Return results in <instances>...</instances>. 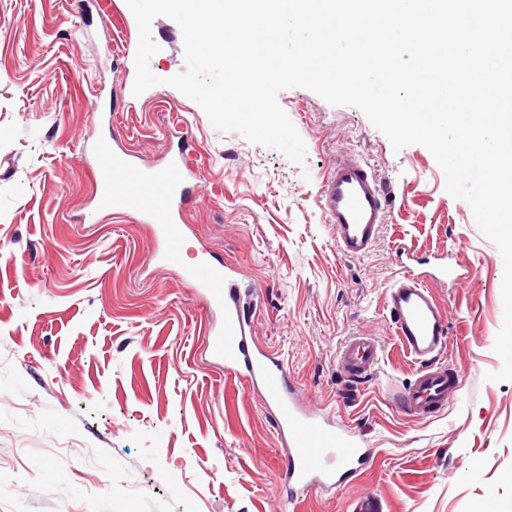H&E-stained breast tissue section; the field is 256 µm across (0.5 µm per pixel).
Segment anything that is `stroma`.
<instances>
[{
  "mask_svg": "<svg viewBox=\"0 0 512 512\" xmlns=\"http://www.w3.org/2000/svg\"><path fill=\"white\" fill-rule=\"evenodd\" d=\"M162 82L133 95L138 25L126 0H0V512H506L512 506V381L494 351L503 260L433 155L393 151L352 106L291 88L278 101L303 163L216 129L165 78L185 68L182 33L152 23ZM201 191L186 205L185 252L234 265L258 289L257 340L285 360L310 409L332 411L373 448L355 481L281 494L287 447L262 397L225 376L203 328L222 323L177 268L152 259V228L103 218L93 198L100 138L161 167L177 131ZM366 161L387 221L364 257H342L318 205L336 157ZM416 272L438 257L461 285H434L448 315L459 391L431 419L398 412L415 371L387 319L400 248ZM366 334L385 361L352 387L336 367Z\"/></svg>",
  "mask_w": 512,
  "mask_h": 512,
  "instance_id": "1",
  "label": "stroma"
}]
</instances>
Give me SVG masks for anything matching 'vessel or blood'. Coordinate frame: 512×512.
Instances as JSON below:
<instances>
[{"mask_svg":"<svg viewBox=\"0 0 512 512\" xmlns=\"http://www.w3.org/2000/svg\"><path fill=\"white\" fill-rule=\"evenodd\" d=\"M104 164L94 199L99 211L121 217L135 215L154 227L155 256L170 265L182 264L186 201L197 190L196 170L184 147H177L164 167L145 170L122 144L100 140ZM320 207L336 228V248L357 259L377 241L386 221L381 183L367 163L340 157L319 191ZM400 272L385 299L391 327L416 365L412 380L397 396L399 411L423 419L446 409L459 382L443 356L448 347V318L432 289L410 267L411 254L401 250ZM187 280L208 304L224 314L221 326L209 327L207 349L221 360L226 375L259 390L277 419L278 433L288 445L283 490L302 502L311 490L336 487L360 474L373 456L354 427L337 423L326 412L305 409L283 362L253 338L254 309L245 301L231 264L204 261L183 266ZM383 357L379 342L352 336L337 356L340 376L362 383L377 371Z\"/></svg>","mask_w":512,"mask_h":512,"instance_id":"vessel-or-blood-1","label":"vessel or blood"}]
</instances>
